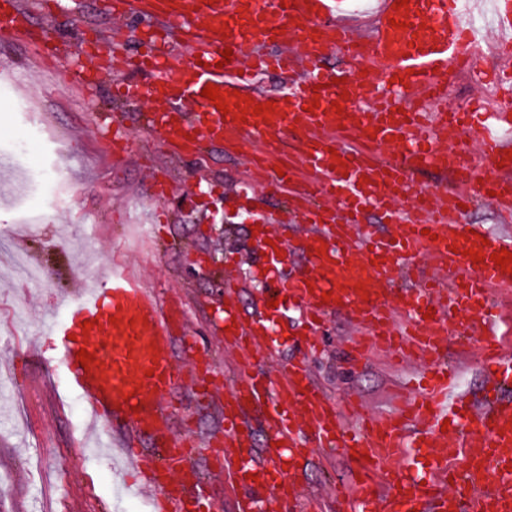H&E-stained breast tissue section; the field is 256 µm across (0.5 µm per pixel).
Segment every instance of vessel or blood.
<instances>
[{"mask_svg":"<svg viewBox=\"0 0 512 512\" xmlns=\"http://www.w3.org/2000/svg\"><path fill=\"white\" fill-rule=\"evenodd\" d=\"M341 2L113 4L114 12L149 25L138 65L151 80L120 82L119 94L148 103L147 127L163 130L172 149L220 143L245 158L252 184L290 201L279 221L302 224L307 257L305 269L289 273L285 241L259 226L256 242L279 304H261L247 317L224 304V342L244 355L223 401V437L203 459L195 440L171 431V393L181 375L173 339L197 349L176 308L119 263L94 288L61 299L63 319L49 325L57 362L93 423L131 431L125 456L136 463L137 484L155 491L151 512H213L217 481L239 489L238 512H260L266 497L281 512H296L305 494L296 480L302 461L333 446L356 462L355 482L332 490L351 512H512V400L501 395L512 383V348L497 334L499 314L489 301L493 289L512 286V273L492 259L503 249L512 253V236L475 232L466 221L477 185L491 193L501 223L512 222V140L501 135L512 128V112L486 104L480 89L470 111L449 99V84L473 60L458 0H409L401 9L382 0L370 35L337 22ZM22 28L16 0H0V38ZM227 49L233 56L226 64ZM335 50L351 68L323 66L324 54ZM267 72L287 79L276 94L255 86ZM209 85L226 110L202 97ZM259 105L268 113H256ZM388 145L393 154L382 156ZM486 166L496 169L494 180L484 179ZM423 169L440 170L453 188L416 186ZM371 213L382 229L367 223ZM467 249L481 261L465 259ZM423 255L431 261L427 276L417 263ZM291 304L309 352L318 350L324 314L343 309L370 333L352 369L362 368L363 352L383 349L430 365L424 387L401 390L391 412L351 427L314 384L305 359L289 361L283 378L271 380L263 363L281 346L269 335ZM461 312L471 316L464 331L476 337L489 375L478 406L450 392L447 322ZM81 349L93 356L85 368L77 361ZM217 377L209 360L198 362V402H210ZM254 410L263 413L258 460L248 421ZM147 435L158 450L149 461L140 447Z\"/></svg>","mask_w":512,"mask_h":512,"instance_id":"1","label":"vessel or blood"}]
</instances>
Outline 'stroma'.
<instances>
[{
    "label": "stroma",
    "mask_w": 512,
    "mask_h": 512,
    "mask_svg": "<svg viewBox=\"0 0 512 512\" xmlns=\"http://www.w3.org/2000/svg\"><path fill=\"white\" fill-rule=\"evenodd\" d=\"M18 2L28 13L27 32L0 42V171L18 178L14 189L0 193V512H148L147 499L127 487L124 432L76 454L85 401L68 390L54 359L27 367L22 357L31 349L49 350L47 325L65 293L90 286L98 273L120 263L145 288L179 297L185 326L201 350L232 374L238 354L225 349L217 333L216 307L226 288L251 279L262 257L253 225L261 218L274 221L286 202L273 194L255 203L236 197L228 188L242 179V168L223 145L175 156L161 132L146 128L145 104L115 101L108 80L90 93L69 80L84 43L114 25L105 0H66L50 27L37 0ZM106 118L127 129L124 159L112 157ZM156 170L172 182L163 200L153 193ZM52 174L61 181L54 200L36 188ZM201 252L211 255L210 268L198 266ZM17 256L44 270L43 284L15 275ZM297 322V309L289 308L276 329L288 345L267 370L274 376L289 359L308 357L314 381L337 409L354 394L373 413H387L395 386L423 371L417 363H393L383 352L351 371L354 327L342 312L319 331L323 352L307 355L290 339ZM476 351L475 340L449 325L448 358L457 367L452 389L474 398L485 380ZM173 398L180 414L194 416L199 434L222 426L220 407L199 406L189 385ZM79 469L92 474L90 488L78 482ZM355 469L336 450L310 463L301 474L317 497L310 512H343L328 493L351 483Z\"/></svg>",
    "instance_id": "stroma-1"
}]
</instances>
